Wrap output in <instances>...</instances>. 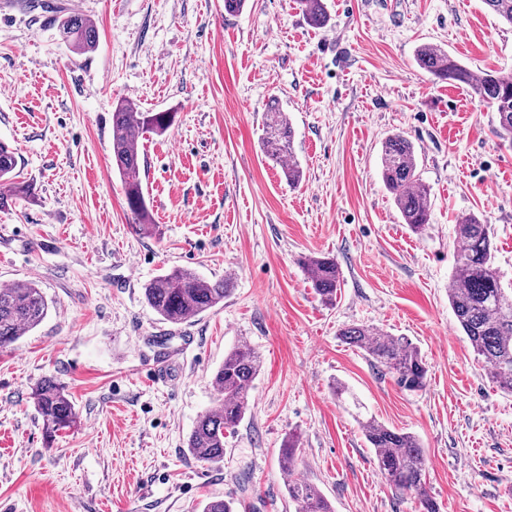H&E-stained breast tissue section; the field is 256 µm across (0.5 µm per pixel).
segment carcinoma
<instances>
[{
	"instance_id": "cac0c4a2",
	"label": "carcinoma",
	"mask_w": 512,
	"mask_h": 512,
	"mask_svg": "<svg viewBox=\"0 0 512 512\" xmlns=\"http://www.w3.org/2000/svg\"><path fill=\"white\" fill-rule=\"evenodd\" d=\"M299 3L311 25H325L327 9L323 0ZM484 3L502 21L512 25V0ZM58 28L72 51L85 53L95 48L97 27L84 15L67 13L58 20ZM415 61L434 79L466 87L480 103L492 107L498 116L496 135L512 147V71L490 70L477 75L447 50L430 43L417 47ZM173 124L171 112L141 111L128 100L119 101L112 112V165L121 178L135 229L142 233L154 229L140 175L143 141L149 135H163ZM293 140L294 130L287 113L277 100H271L264 117L261 145L266 157L287 161L283 173L292 185L302 178L300 164L293 159ZM16 167L15 149L0 141V205L8 198H35L33 182L18 178ZM380 175L403 223L413 233H422L431 218V190L418 171L415 147L404 135L395 133L382 142ZM455 234L458 248L453 255L449 305L475 354L492 373L494 383L500 390L512 393V289L501 284L491 227L475 215L462 216L455 224ZM302 266L320 299L327 305L335 304L341 287L336 259L310 256L302 261ZM231 281L229 276L208 281L189 269H174L152 279L144 288V296L163 320L181 324L223 303L230 293ZM49 309L41 289L32 281L0 288V349L12 346L37 328ZM339 337L393 373L402 388L415 392L426 387L428 367L418 347L407 338L364 324L342 328ZM260 363L258 353L247 344L224 354V362L213 376L217 405L199 417L186 442L187 451L195 460L216 463L224 459V432L235 428L250 410V393ZM32 395L46 442L77 424L75 404L61 384L45 379ZM357 421L374 449L385 480L402 494L419 496L424 512H437L426 492V454L416 436L391 429L371 417H359ZM298 446L297 435L290 434L284 439L282 470L297 469ZM288 495L297 503L296 512H333L326 498L310 483L288 484Z\"/></svg>"
}]
</instances>
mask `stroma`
Segmentation results:
<instances>
[{
  "label": "stroma",
  "instance_id": "1",
  "mask_svg": "<svg viewBox=\"0 0 512 512\" xmlns=\"http://www.w3.org/2000/svg\"><path fill=\"white\" fill-rule=\"evenodd\" d=\"M311 26L298 0H0V141L35 200L0 206V284L34 281L47 318L0 350V512H296L280 467L300 436L299 477L334 512H423L381 476L334 383L367 415L414 434L439 512H512V394L499 390L448 303L458 217L491 224L495 263L512 284V149L497 114L415 62L433 43L473 71L512 70V26L484 0H327ZM98 29L73 53L55 19ZM279 99L302 180L288 184L259 136ZM175 110L144 143L155 220L136 232L112 166V110ZM401 132L431 188L421 234L403 224L379 170ZM335 257V305L299 261ZM232 277L223 305L171 324L144 286L172 268ZM366 324L408 337L429 384L403 390L338 331ZM262 358L249 412L224 459L186 452L216 405L213 374L241 343ZM174 375L154 384L152 369ZM65 387L77 427L46 443L31 392Z\"/></svg>",
  "mask_w": 512,
  "mask_h": 512
}]
</instances>
